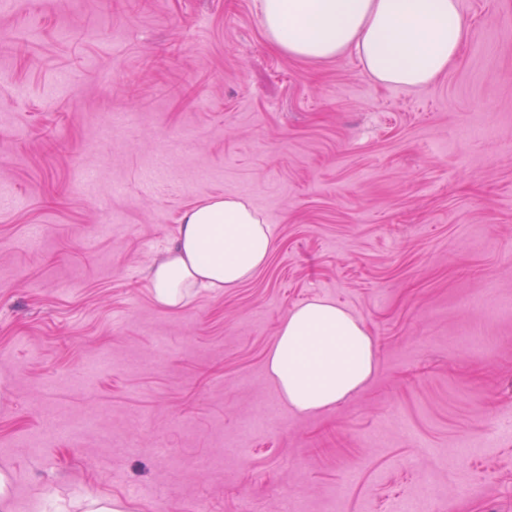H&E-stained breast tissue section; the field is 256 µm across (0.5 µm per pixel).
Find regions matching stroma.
<instances>
[{
  "label": "stroma",
  "mask_w": 512,
  "mask_h": 512,
  "mask_svg": "<svg viewBox=\"0 0 512 512\" xmlns=\"http://www.w3.org/2000/svg\"><path fill=\"white\" fill-rule=\"evenodd\" d=\"M460 5L467 44L423 88L285 55L255 0L0 7L10 512H512V0ZM223 195L272 225L267 264L158 306L151 262ZM313 298L364 323L376 370L301 416L266 359ZM45 409L105 422L34 453Z\"/></svg>",
  "instance_id": "35a3bbf8"
}]
</instances>
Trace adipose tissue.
<instances>
[{
  "instance_id": "ef3b65f1",
  "label": "adipose tissue",
  "mask_w": 512,
  "mask_h": 512,
  "mask_svg": "<svg viewBox=\"0 0 512 512\" xmlns=\"http://www.w3.org/2000/svg\"><path fill=\"white\" fill-rule=\"evenodd\" d=\"M271 43L297 59L355 53L376 82L416 88L435 82L457 60L469 36L459 0H260ZM270 225L235 196L187 209L175 245L150 269L149 288L165 308L193 289L228 291L265 265ZM365 325L334 301L313 299L287 312L267 356V371L294 412L333 407L375 370Z\"/></svg>"
}]
</instances>
